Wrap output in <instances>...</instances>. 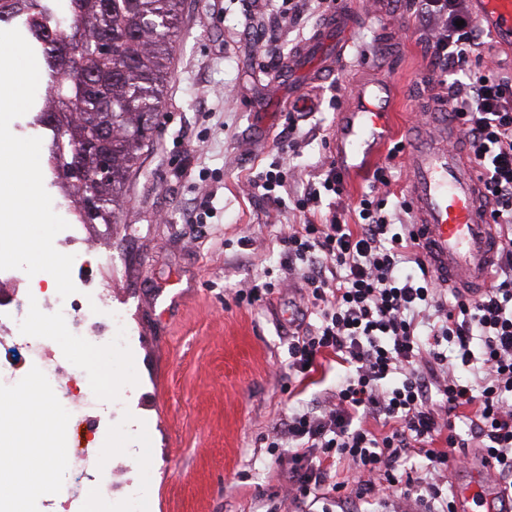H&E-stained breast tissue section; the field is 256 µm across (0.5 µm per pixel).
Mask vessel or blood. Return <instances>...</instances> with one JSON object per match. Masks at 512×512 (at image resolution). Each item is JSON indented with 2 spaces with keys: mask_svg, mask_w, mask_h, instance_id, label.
I'll list each match as a JSON object with an SVG mask.
<instances>
[{
  "mask_svg": "<svg viewBox=\"0 0 512 512\" xmlns=\"http://www.w3.org/2000/svg\"><path fill=\"white\" fill-rule=\"evenodd\" d=\"M475 15L498 40L512 50V0H474ZM352 13L342 9L308 41L307 79L315 83L331 64L323 52L328 38L336 40V56L344 57L349 45ZM427 129L409 137L407 200L439 283L468 295L486 288L497 243L489 221V205L477 170L465 155L448 146V114L443 101L430 102ZM394 132L393 92L380 77L356 84L350 101L338 115L334 135L337 167L345 172L365 171L376 150ZM471 481H455L456 512H504V500L493 469L476 462Z\"/></svg>",
  "mask_w": 512,
  "mask_h": 512,
  "instance_id": "1",
  "label": "vessel or blood"
}]
</instances>
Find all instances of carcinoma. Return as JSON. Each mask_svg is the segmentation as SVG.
Listing matches in <instances>:
<instances>
[{"instance_id":"obj_1","label":"carcinoma","mask_w":512,"mask_h":512,"mask_svg":"<svg viewBox=\"0 0 512 512\" xmlns=\"http://www.w3.org/2000/svg\"><path fill=\"white\" fill-rule=\"evenodd\" d=\"M182 0H0V20L22 19L41 52L50 94L38 121L50 128V161L59 179L85 145L110 139L111 177L85 191L67 184L81 224H115L128 171L152 129L168 78L167 61Z\"/></svg>"}]
</instances>
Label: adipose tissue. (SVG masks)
Instances as JSON below:
<instances>
[{"label":"adipose tissue","mask_w":512,"mask_h":512,"mask_svg":"<svg viewBox=\"0 0 512 512\" xmlns=\"http://www.w3.org/2000/svg\"><path fill=\"white\" fill-rule=\"evenodd\" d=\"M48 408L34 390H24L16 401H0V422L5 430L0 438L17 442L22 453L17 463L0 469V494L10 495L22 474L32 476L37 488L43 489L64 478L65 457L61 449L48 443L39 433Z\"/></svg>","instance_id":"1"}]
</instances>
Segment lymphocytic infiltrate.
<instances>
[{"label":"lymphocytic infiltrate","mask_w":512,"mask_h":512,"mask_svg":"<svg viewBox=\"0 0 512 512\" xmlns=\"http://www.w3.org/2000/svg\"><path fill=\"white\" fill-rule=\"evenodd\" d=\"M432 72L478 167L497 224L491 283L475 298L447 296L412 225L367 193L346 223L344 175L323 164L295 208L306 220L278 240L280 265L319 305L320 324L288 341V369L316 370L333 355L349 368L323 405L279 419L265 436L288 461V497L319 491L337 501L389 504L390 512H455L444 481L477 449L512 490V76L475 71L484 31L469 0H416ZM469 422L468 437L455 431ZM382 424V432L368 421ZM426 459L421 475L406 463Z\"/></svg>","instance_id":"1"}]
</instances>
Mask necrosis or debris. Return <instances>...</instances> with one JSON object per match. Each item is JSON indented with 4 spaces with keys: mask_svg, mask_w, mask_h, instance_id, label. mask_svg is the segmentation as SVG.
Segmentation results:
<instances>
[{
    "mask_svg": "<svg viewBox=\"0 0 512 512\" xmlns=\"http://www.w3.org/2000/svg\"><path fill=\"white\" fill-rule=\"evenodd\" d=\"M9 279L20 282L26 295L17 297L14 308L0 315V331L11 341L0 348V392L18 391L30 380H38L53 397L63 423L80 428L96 424L99 433H111L119 425L118 409L129 406L98 399L93 380L72 356L73 348L105 355L125 351L131 342L125 323L112 313V299L96 288H79L60 298L57 292L37 288L32 278L18 269L7 270ZM43 316L65 330L69 346L58 344L54 335L37 333L36 316ZM69 481L50 493L49 512H112L115 501H123L125 512H140L141 494L117 491L112 486L111 468L98 465L89 446H78L66 458Z\"/></svg>",
    "mask_w": 512,
    "mask_h": 512,
    "instance_id": "1",
    "label": "necrosis or debris"
}]
</instances>
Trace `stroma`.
<instances>
[{"mask_svg":"<svg viewBox=\"0 0 512 512\" xmlns=\"http://www.w3.org/2000/svg\"><path fill=\"white\" fill-rule=\"evenodd\" d=\"M183 0L169 60L170 80L151 139L125 182L115 224H80L62 190L44 173L58 215L75 243L64 254L110 253L111 268L89 275L125 309L136 339L131 353H82L78 360L100 399L135 389L145 437L125 454L130 431L112 435L114 481L140 476L146 512H321L292 503L287 464L264 436L291 410L313 406L348 369L335 356L307 377L288 374V338L318 323L299 289L251 303L242 290L283 277L277 239L304 223L293 204L276 205L247 179L267 168L284 138L288 194L303 192L316 166L333 158L337 112L370 74L395 88V143L429 90L428 58L413 13L403 20H359L334 74L320 84L298 80L312 100L288 113L275 79L340 0L307 8L282 25L269 0ZM207 223H194L202 208Z\"/></svg>","mask_w":512,"mask_h":512,"instance_id":"35a3bbf8","label":"stroma"}]
</instances>
